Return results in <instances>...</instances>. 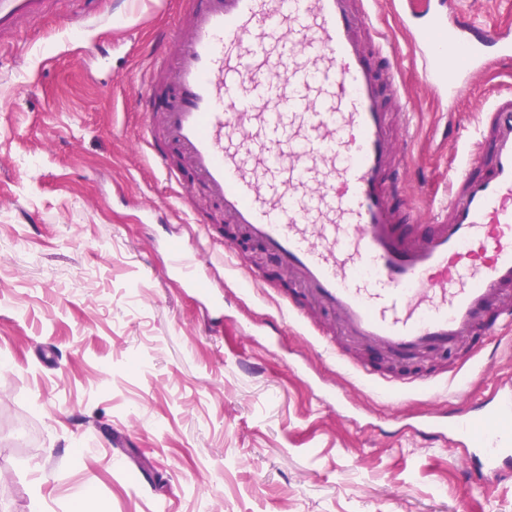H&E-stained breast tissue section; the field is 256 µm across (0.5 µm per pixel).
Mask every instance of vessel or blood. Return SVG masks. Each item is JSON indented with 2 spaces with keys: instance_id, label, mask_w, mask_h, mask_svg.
I'll use <instances>...</instances> for the list:
<instances>
[{
  "instance_id": "1",
  "label": "vessel or blood",
  "mask_w": 512,
  "mask_h": 512,
  "mask_svg": "<svg viewBox=\"0 0 512 512\" xmlns=\"http://www.w3.org/2000/svg\"><path fill=\"white\" fill-rule=\"evenodd\" d=\"M53 0H0V44ZM416 0L393 9L435 98L465 99L473 76L512 61V30L464 14H427ZM168 31L177 53L146 83L171 90L165 111L145 112L142 141L161 176L178 181L176 149L231 223L295 271L348 339L389 357L451 350L512 290V93L476 114L478 136L453 172L448 201L422 236L400 233L388 185L401 134L389 124L383 84H396L391 44L371 56L372 27L353 0H182ZM168 263L202 298L212 287L175 240ZM462 447L472 481L512 478V381L466 412L422 420Z\"/></svg>"
}]
</instances>
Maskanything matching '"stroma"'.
<instances>
[{
    "mask_svg": "<svg viewBox=\"0 0 512 512\" xmlns=\"http://www.w3.org/2000/svg\"><path fill=\"white\" fill-rule=\"evenodd\" d=\"M376 28L400 56L409 124L400 199L448 197L478 108L512 72L477 75L458 106L412 67L390 0ZM180 0H71L0 47V512H512V481L471 482L421 418L462 412L512 378V326L451 355L404 360L349 341L190 174L164 180L137 101ZM169 221L151 224L150 207ZM200 260L213 241L259 267L249 293L217 278L224 312L167 272L163 238ZM341 362H334V355ZM446 387L392 399L353 371Z\"/></svg>",
    "mask_w": 512,
    "mask_h": 512,
    "instance_id": "35a3bbf8",
    "label": "stroma"
}]
</instances>
